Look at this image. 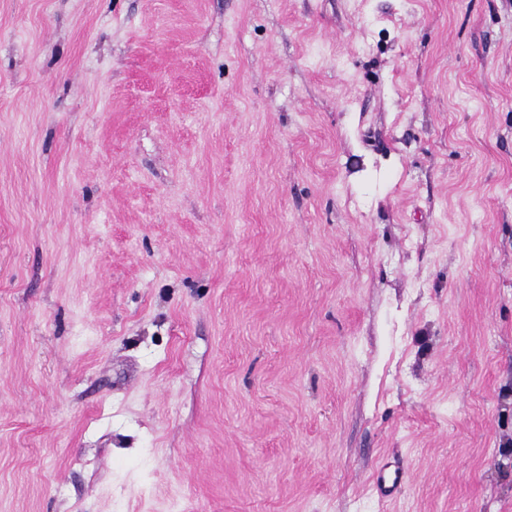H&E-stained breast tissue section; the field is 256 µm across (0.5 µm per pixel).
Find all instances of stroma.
<instances>
[{"label":"stroma","mask_w":512,"mask_h":512,"mask_svg":"<svg viewBox=\"0 0 512 512\" xmlns=\"http://www.w3.org/2000/svg\"><path fill=\"white\" fill-rule=\"evenodd\" d=\"M0 512H512V0H0ZM405 472L402 468L389 470L386 466L377 468L373 481L381 494L390 495L402 484Z\"/></svg>","instance_id":"1"}]
</instances>
